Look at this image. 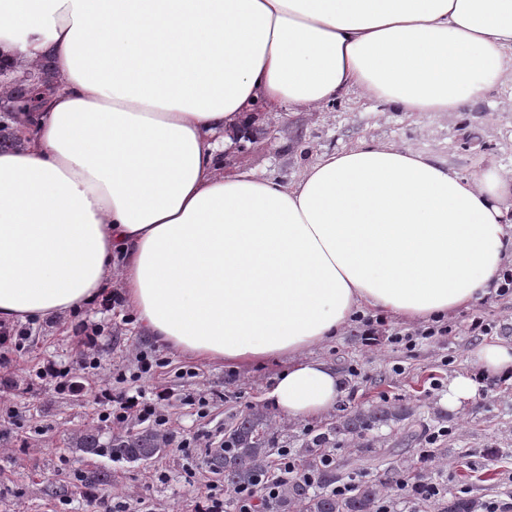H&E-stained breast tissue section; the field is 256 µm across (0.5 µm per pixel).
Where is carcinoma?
<instances>
[{"label":"carcinoma","instance_id":"carcinoma-1","mask_svg":"<svg viewBox=\"0 0 512 512\" xmlns=\"http://www.w3.org/2000/svg\"><path fill=\"white\" fill-rule=\"evenodd\" d=\"M38 79L39 87L51 93L56 87L57 77L47 61L31 71ZM9 103L12 110H0V149L15 145L16 137L10 132L9 123L31 120L36 107L25 81L20 80L0 89V103ZM413 412L405 405L382 402L366 408L346 410L336 423L315 435L307 444L306 454L300 459L306 468L317 469L318 485L315 487L290 480L280 490L273 505L275 512H288L298 506L301 512H377L379 503L391 486L394 468L385 469L376 481L355 480L348 476L352 492L339 497L331 487L343 481L336 465L317 464L320 448H336L347 437L363 439L375 429L410 419ZM266 424L256 412L244 414L234 426L224 432V447L210 450L204 465L224 480V489L234 491L253 486L259 478L267 475L271 467L272 441L260 435L259 429ZM80 451L91 455H107L116 461L129 463L146 462L164 451L166 441L154 429H145L102 441L98 430H86L73 439ZM359 461L369 466H380L382 458L370 442L357 448ZM110 485L109 474L98 471L83 480V496L93 500L99 492ZM441 512H479L482 507L476 498L466 493H451L439 503Z\"/></svg>","mask_w":512,"mask_h":512}]
</instances>
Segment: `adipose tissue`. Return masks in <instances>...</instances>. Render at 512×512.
Segmentation results:
<instances>
[{
  "instance_id": "obj_1",
  "label": "adipose tissue",
  "mask_w": 512,
  "mask_h": 512,
  "mask_svg": "<svg viewBox=\"0 0 512 512\" xmlns=\"http://www.w3.org/2000/svg\"><path fill=\"white\" fill-rule=\"evenodd\" d=\"M52 60L29 140L0 150V323L65 316L118 288L143 329L240 370L284 358L264 397L288 420L345 399L315 356L371 311L426 324L512 263V178L369 142L295 182L219 173L256 109L359 90L416 117L512 82V0H0V63ZM439 403L512 384L484 342Z\"/></svg>"
}]
</instances>
